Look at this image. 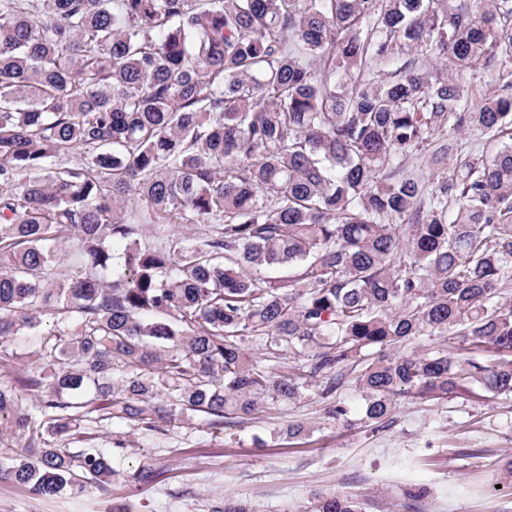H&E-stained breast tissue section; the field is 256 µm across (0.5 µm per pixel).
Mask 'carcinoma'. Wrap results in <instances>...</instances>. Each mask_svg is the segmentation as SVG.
Segmentation results:
<instances>
[{"mask_svg": "<svg viewBox=\"0 0 512 512\" xmlns=\"http://www.w3.org/2000/svg\"><path fill=\"white\" fill-rule=\"evenodd\" d=\"M418 50L446 71L392 69ZM496 56L512 0H0V343L40 337L0 383V479L106 493L126 448L91 424L221 431L315 383L346 423L347 371L375 427L404 394L511 397L512 95L464 104ZM450 123L507 143L450 165ZM433 144L437 176L398 169ZM283 266L297 276L260 275ZM52 316L75 327L43 332ZM304 512L366 510L317 494ZM38 341L34 336H20L17 342L10 347L17 353L18 358L10 359L9 368H0V382L2 384L15 385L17 380L23 375V369L35 359H37Z\"/></svg>", "mask_w": 512, "mask_h": 512, "instance_id": "obj_1", "label": "carcinoma"}]
</instances>
